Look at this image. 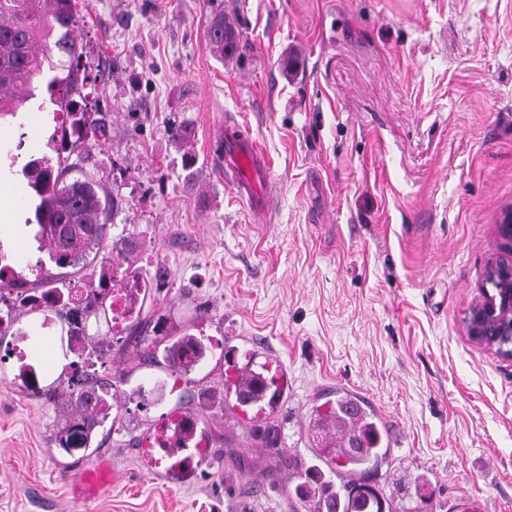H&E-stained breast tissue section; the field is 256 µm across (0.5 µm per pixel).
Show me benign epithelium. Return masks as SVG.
Wrapping results in <instances>:
<instances>
[{"mask_svg": "<svg viewBox=\"0 0 512 512\" xmlns=\"http://www.w3.org/2000/svg\"><path fill=\"white\" fill-rule=\"evenodd\" d=\"M468 338L512 362V265L488 266L485 286L464 317Z\"/></svg>", "mask_w": 512, "mask_h": 512, "instance_id": "1", "label": "benign epithelium"}]
</instances>
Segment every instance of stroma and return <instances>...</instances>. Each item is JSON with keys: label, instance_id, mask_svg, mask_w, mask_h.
Listing matches in <instances>:
<instances>
[{"label": "stroma", "instance_id": "35a3bbf8", "mask_svg": "<svg viewBox=\"0 0 512 512\" xmlns=\"http://www.w3.org/2000/svg\"><path fill=\"white\" fill-rule=\"evenodd\" d=\"M87 102L108 131L80 163L113 198L109 236L166 285L143 314L204 331L206 359L181 394L143 399L163 349L112 352L122 406L98 450L54 442L50 384L59 328L20 315L34 394L0 345V512H304L289 465L309 466L313 406L354 395L387 455L368 479L417 512H512V363L462 328L487 266L512 264L497 225L512 208V0H78ZM238 31L219 60L212 16ZM269 168L255 213L224 178L226 121ZM182 126L174 141L168 129ZM276 365L272 421L288 465L270 461L224 400L231 367ZM193 410L213 454L191 478H149L137 444L162 416ZM109 481L76 496L96 462Z\"/></svg>", "mask_w": 512, "mask_h": 512}]
</instances>
